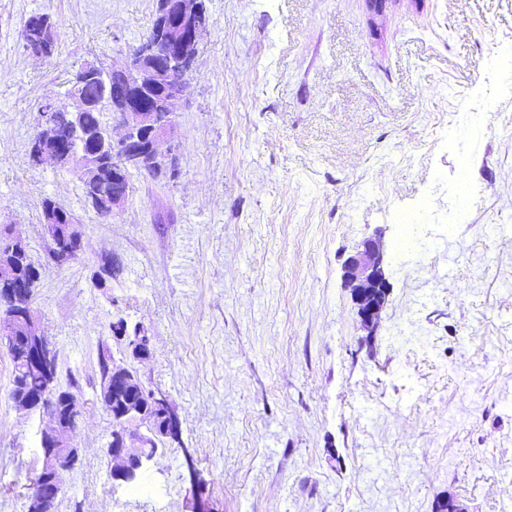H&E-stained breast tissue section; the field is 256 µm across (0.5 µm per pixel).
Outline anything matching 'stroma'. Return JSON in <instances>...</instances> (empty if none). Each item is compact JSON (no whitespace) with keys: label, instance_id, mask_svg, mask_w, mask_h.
<instances>
[{"label":"stroma","instance_id":"35a3bbf8","mask_svg":"<svg viewBox=\"0 0 512 512\" xmlns=\"http://www.w3.org/2000/svg\"><path fill=\"white\" fill-rule=\"evenodd\" d=\"M204 3L179 176L134 173L104 218L30 142L45 99L130 54L157 0H0V231L41 266L33 306L84 405L53 512H512V79L490 62L512 0ZM34 13L58 37L43 61L21 38ZM424 197L433 248L399 262L396 217ZM47 198L83 233L62 266ZM377 232L391 288L371 341L343 267ZM118 316L181 422L135 487L110 479L96 398ZM10 389L0 348V512H25L48 419Z\"/></svg>","mask_w":512,"mask_h":512}]
</instances>
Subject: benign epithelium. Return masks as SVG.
I'll return each instance as SVG.
<instances>
[{"instance_id":"1","label":"benign epithelium","mask_w":512,"mask_h":512,"mask_svg":"<svg viewBox=\"0 0 512 512\" xmlns=\"http://www.w3.org/2000/svg\"><path fill=\"white\" fill-rule=\"evenodd\" d=\"M199 2L161 0L157 36L139 44L137 57L128 55L112 63V84L105 85L102 102L112 109L121 128L117 136L110 129L106 132L112 158L117 161V166L113 167L115 180L146 160L171 172L178 166L169 144L188 84L184 76L192 73L199 45L208 28ZM89 70L91 67H84L74 78L70 89L75 113L90 107L81 92L89 79ZM32 154L38 164L49 162L56 167H64L73 162L72 153L62 148L57 139L48 146L35 141ZM46 232L51 237H58L69 248L81 244V233L74 220L57 226L49 224ZM384 256L385 243L382 235L377 234L363 240L344 266L345 284L351 292L361 324L370 331L378 327L390 291L384 271ZM6 292L30 340L27 366L43 376L46 389L50 390L57 364L56 347L39 331L37 315L27 305L28 289L8 287ZM153 399L168 408L161 439L167 442L177 440L181 431L180 420L170 408L167 396L157 390ZM80 414V401L73 395L68 398L67 414L50 415L52 428L41 437L44 479L36 493L40 501L46 503L58 497L61 491L57 481L59 470L65 462L74 463L79 458V448L68 416L77 418ZM126 416L128 423L146 429V433L138 435L124 430L112 434L116 439L110 448L114 466L112 480L129 484L138 479L141 471L156 456V452L149 449V441L156 440V432L150 424L140 420L136 409L129 408Z\"/></svg>"}]
</instances>
